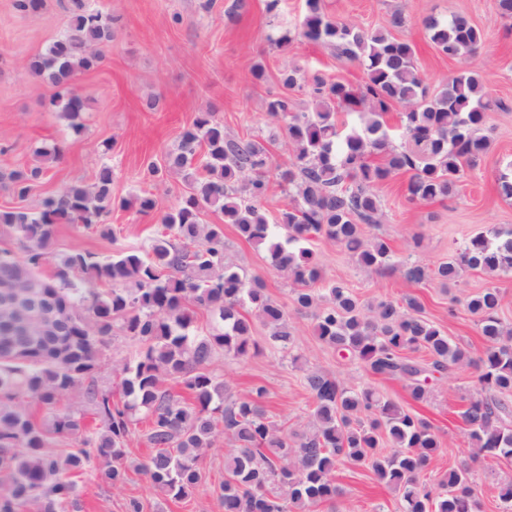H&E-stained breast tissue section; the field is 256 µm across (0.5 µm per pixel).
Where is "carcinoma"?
Listing matches in <instances>:
<instances>
[{
    "label": "carcinoma",
    "mask_w": 512,
    "mask_h": 512,
    "mask_svg": "<svg viewBox=\"0 0 512 512\" xmlns=\"http://www.w3.org/2000/svg\"><path fill=\"white\" fill-rule=\"evenodd\" d=\"M68 32L29 73L56 92L51 105L80 133L84 99L73 87L79 72L96 69L112 43V15L69 0ZM437 51L449 58L472 55L484 32L463 16L424 21ZM300 35L334 47L364 72L355 89L319 72L292 68L282 74L284 91L267 101V113L292 147V160L278 178L292 194L276 223L261 202L268 188L269 156L253 139L230 137L212 112H199L184 128L164 166L177 172L186 192L178 207L160 216L163 231L147 253L130 249L110 261L89 252L53 253L57 225H97L112 210V169L102 167L90 186L68 185L30 212L0 209V230L11 233L23 255L0 249V512H67L74 497L68 474L90 470L119 487L126 482L127 445L134 417L150 418L152 452L142 465L150 484L174 497L187 496L204 477L206 449L224 437L234 448L225 457L219 498L224 512H310L335 503L343 491L334 474L341 466L369 469L377 481L399 492L402 512H480L469 464L453 467L437 485L421 481L441 447L426 420L404 410L374 387L347 388L335 378L307 370L303 386L313 401L312 430L290 433L270 420L266 389L243 398L227 394L213 364L221 354L244 357L257 347L250 309L269 329L268 344L291 351L288 313L267 295L262 282L241 275L225 255L223 224L204 223L219 210L224 224L264 250L271 265L299 288L294 310L312 313L315 333L336 353L364 364L381 378L405 381L415 401L428 396V378L466 361L477 388L461 418L480 453L512 459V330L498 317L501 297L485 288L467 301L486 348L476 359L423 316L419 298L365 304L350 288L322 290V271L310 242L331 240L366 268L392 260L380 237L364 244L361 225L378 223L380 189L394 175L409 174L407 200L443 201L487 148L480 134L491 103L479 73L463 70L429 94L414 64V47L389 32H369L325 14L322 0H307ZM306 88L312 108L299 110L288 90ZM405 107L398 130L385 115ZM404 141L397 147L395 138ZM43 168L8 175L19 198L30 192ZM54 262L49 277L40 269ZM512 275V229L479 234L433 270L414 265L407 275L442 284L466 270ZM212 324L200 334L195 309ZM114 335L139 346L122 367L121 401L100 390L94 373L102 347ZM423 357L416 358L414 354ZM169 377L189 397L164 387ZM81 386L102 427L86 428L83 413L55 412L38 423L25 407L32 398L52 409ZM60 436H77L80 447L61 456L51 450Z\"/></svg>",
    "instance_id": "cac0c4a2"
}]
</instances>
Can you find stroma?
<instances>
[{"label": "stroma", "instance_id": "stroma-1", "mask_svg": "<svg viewBox=\"0 0 512 512\" xmlns=\"http://www.w3.org/2000/svg\"><path fill=\"white\" fill-rule=\"evenodd\" d=\"M112 15L115 36L105 48L101 65L80 73L75 84L84 92L83 130L74 133L69 122L49 108L52 88L26 70L32 57L43 53L68 29L67 0H46L37 14L19 11L16 0H0V207L38 208L41 200L64 186L93 183L98 170L112 169V211L106 222L111 236L97 226L61 224L54 251H90L109 258L134 246L147 249L159 227L158 216L177 206L185 187L173 171L148 175V162H162L184 127L197 113L211 112L230 137L262 141L271 167L287 163L282 137L266 112L270 95L280 92L281 73L291 66L317 71L350 86L364 73L357 63L335 49L299 37L306 13L305 0H281L278 11L268 12L267 0H88ZM333 18L370 30L389 28L392 13H401L405 27L397 39L410 42L415 64L429 92L464 70L477 71L494 106L484 129L489 148L478 166L469 171L448 199L413 205L406 199L408 175L400 174L381 189V222L364 226L365 240L385 238L394 251L390 266L375 270L358 266L343 248L317 239L312 248L325 283L352 288L369 304L383 299L419 297L425 316L470 357L480 355L485 340L466 298L482 289L501 292L499 316L512 328V276L494 277L468 270L449 287L432 279L419 282L405 275L407 267L434 268L454 255L476 234L493 227H512V199L498 191L500 173L512 169V21L500 17L494 0H323ZM467 17L486 34L483 47L468 58L440 54L429 39L423 20ZM291 32L285 46L271 42L272 34ZM264 71L255 80V68ZM154 109H147V101ZM51 144L61 156L43 166V177L26 198L14 196L3 174L39 165L36 151ZM155 199L156 210L142 214L136 197ZM205 223L224 227L227 257L247 276L259 278L270 298L288 312L295 337V355L275 359L267 345L268 330L257 325L256 353L245 358L219 356L213 368L230 385L233 395L252 387L267 390L264 406L271 420L289 430L306 432L313 426L311 402L303 387L305 369L335 377L348 387L365 383L377 387L405 410L426 419L441 448L426 475L439 480L472 453L463 434L461 413L476 390L472 368L458 365L450 374L429 380L426 400L413 401L404 381L372 376L358 361L343 358L324 345L314 332L311 316L294 312V283L275 270L264 251L241 238L221 213L209 211ZM138 350L130 338L107 341L95 371L99 388L117 390L118 370ZM148 420L134 422L127 450V481L120 488L100 485L90 473L75 475L74 505L70 512H126L138 499L144 512H224L217 489L224 480L225 447L208 450L203 458L205 477L192 493L175 499L150 486L140 470L150 453L146 443ZM482 512H503L502 486L512 483V460L485 458L475 463ZM335 479L345 494L340 512H399L397 492L377 483L363 467L343 466Z\"/></svg>", "mask_w": 512, "mask_h": 512}]
</instances>
